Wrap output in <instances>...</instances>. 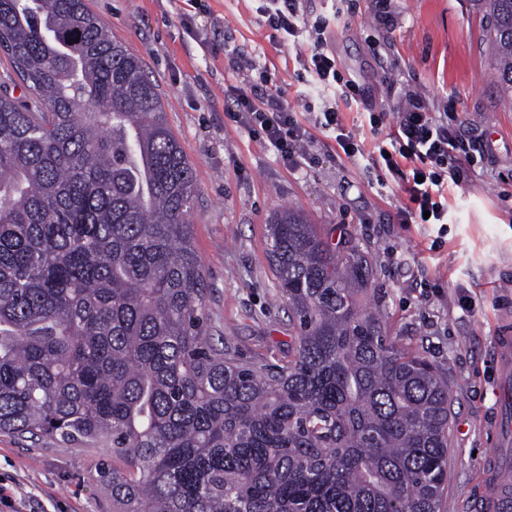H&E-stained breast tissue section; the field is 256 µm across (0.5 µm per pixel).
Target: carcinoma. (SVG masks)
Segmentation results:
<instances>
[{
	"label": "carcinoma",
	"instance_id": "cac0c4a2",
	"mask_svg": "<svg viewBox=\"0 0 512 512\" xmlns=\"http://www.w3.org/2000/svg\"><path fill=\"white\" fill-rule=\"evenodd\" d=\"M488 8L509 98L512 0ZM0 52V432L104 443L112 512H440L448 372L390 335L367 257L275 213L294 354L238 362L207 330L193 166L140 58L86 0H0Z\"/></svg>",
	"mask_w": 512,
	"mask_h": 512
}]
</instances>
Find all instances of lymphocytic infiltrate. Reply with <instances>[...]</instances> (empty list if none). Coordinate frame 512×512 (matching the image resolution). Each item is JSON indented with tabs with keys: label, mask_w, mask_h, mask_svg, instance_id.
I'll return each instance as SVG.
<instances>
[{
	"label": "lymphocytic infiltrate",
	"mask_w": 512,
	"mask_h": 512,
	"mask_svg": "<svg viewBox=\"0 0 512 512\" xmlns=\"http://www.w3.org/2000/svg\"><path fill=\"white\" fill-rule=\"evenodd\" d=\"M263 14L273 38L284 45L306 49L304 70L312 90L334 88L336 103L313 108L304 102L302 110L315 112V124L330 133L348 159L361 156L362 150L353 131L347 130L342 110L358 102L355 84L342 81L335 56L325 48L327 27L309 23L299 7V0H264ZM282 88L267 72L249 80L238 91L228 116L247 128L272 148L283 165L298 168L306 164L304 149L311 142L308 128L297 118ZM458 119L455 114L437 112L420 94L399 98L388 108L369 115L370 130L376 143L369 163L377 171L381 189L401 191L407 201L396 213L400 224L444 223L448 209L441 197L448 183H459L471 156L459 153Z\"/></svg>",
	"instance_id": "lymphocytic-infiltrate-1"
}]
</instances>
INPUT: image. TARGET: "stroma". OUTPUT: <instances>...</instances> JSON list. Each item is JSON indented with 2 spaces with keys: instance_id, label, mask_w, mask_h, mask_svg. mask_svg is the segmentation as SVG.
Here are the masks:
<instances>
[{
  "instance_id": "obj_1",
  "label": "stroma",
  "mask_w": 512,
  "mask_h": 512,
  "mask_svg": "<svg viewBox=\"0 0 512 512\" xmlns=\"http://www.w3.org/2000/svg\"><path fill=\"white\" fill-rule=\"evenodd\" d=\"M141 58L169 127L192 162L200 188L193 243L208 288L205 314L214 342L245 363L276 367L293 352V329L271 270L268 224L293 207L332 242L352 239L376 275L369 298L391 335L448 372L453 405L448 494L443 512H479L486 462H512V447L490 439L497 403L489 359L512 290V103L492 82L484 0H356L353 17L331 24L328 48L363 91L344 124L364 155L338 154L315 132L309 165L291 169L225 109L242 87L238 60L265 71L288 98L306 88L303 60L269 36L262 0H87ZM436 109L453 106L471 148L489 144L460 185L444 196L448 222L400 224L403 193L380 191L367 170L374 139L368 115L407 91ZM104 449L66 446L0 432V512H112L98 482Z\"/></svg>"
}]
</instances>
